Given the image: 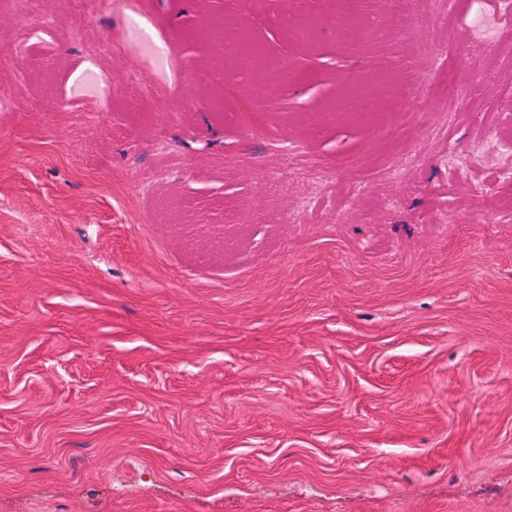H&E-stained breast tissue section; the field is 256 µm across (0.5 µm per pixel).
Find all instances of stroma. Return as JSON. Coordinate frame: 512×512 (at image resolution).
Here are the masks:
<instances>
[{"label": "stroma", "mask_w": 512, "mask_h": 512, "mask_svg": "<svg viewBox=\"0 0 512 512\" xmlns=\"http://www.w3.org/2000/svg\"><path fill=\"white\" fill-rule=\"evenodd\" d=\"M253 2L0 0V512H512V16Z\"/></svg>", "instance_id": "obj_1"}]
</instances>
